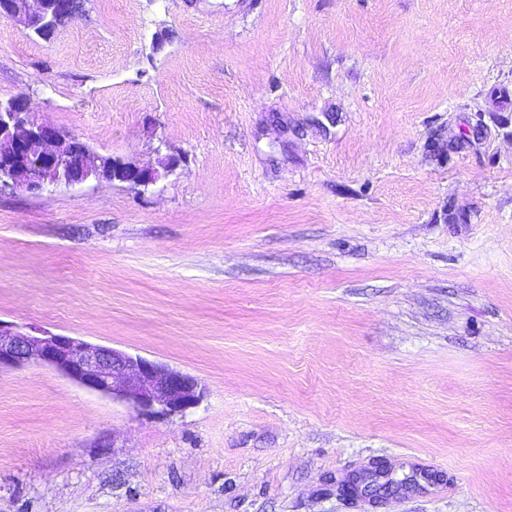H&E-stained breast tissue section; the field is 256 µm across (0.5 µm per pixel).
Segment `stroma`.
Instances as JSON below:
<instances>
[{
	"mask_svg": "<svg viewBox=\"0 0 512 512\" xmlns=\"http://www.w3.org/2000/svg\"><path fill=\"white\" fill-rule=\"evenodd\" d=\"M12 98L180 162L0 193V319L203 397L0 370V512H512V0H85Z\"/></svg>",
	"mask_w": 512,
	"mask_h": 512,
	"instance_id": "35a3bbf8",
	"label": "stroma"
}]
</instances>
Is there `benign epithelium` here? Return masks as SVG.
<instances>
[{"instance_id": "1", "label": "benign epithelium", "mask_w": 512, "mask_h": 512, "mask_svg": "<svg viewBox=\"0 0 512 512\" xmlns=\"http://www.w3.org/2000/svg\"><path fill=\"white\" fill-rule=\"evenodd\" d=\"M0 16L33 29L47 19L45 0H0ZM108 162L119 171L121 182L141 191L159 179L153 169L110 156L92 159L73 134L39 120L25 102L0 101V191L40 194L99 181ZM30 363L48 366L87 390L139 411L182 413L197 406L203 395L198 379L181 370L66 334L37 332L0 320V369Z\"/></svg>"}]
</instances>
